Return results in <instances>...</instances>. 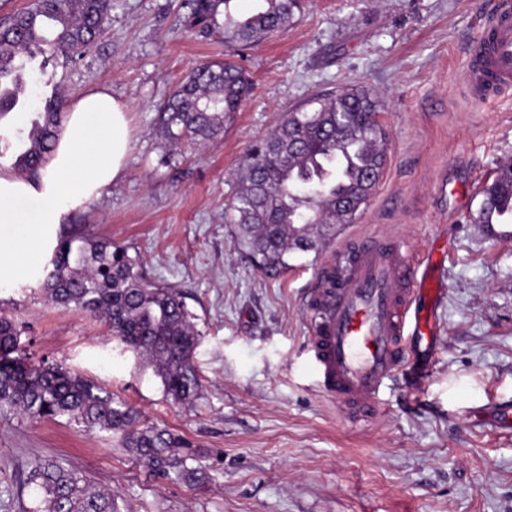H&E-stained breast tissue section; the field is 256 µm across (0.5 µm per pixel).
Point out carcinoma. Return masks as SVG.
<instances>
[{"label":"carcinoma","mask_w":512,"mask_h":512,"mask_svg":"<svg viewBox=\"0 0 512 512\" xmlns=\"http://www.w3.org/2000/svg\"><path fill=\"white\" fill-rule=\"evenodd\" d=\"M232 0H192L191 27L206 38L224 32V44L246 48L288 29L301 0H263L256 13L237 18ZM112 0H32L0 23V121L14 110L3 65L50 53L77 59L97 46L107 30ZM224 14V23L218 15ZM251 89L245 70L227 55L192 69L157 112L169 143H194L224 133ZM37 112L26 139L14 144L0 132V168L34 172L51 152L64 116L65 96L36 95ZM378 103L361 87L333 98L315 96L288 111L275 131L252 145L242 186L224 213L240 256L275 276L295 254L319 253L341 224L354 223L383 170L386 131ZM475 222L503 223L512 216V176L497 173L482 191ZM40 288L55 304L102 318L113 338L152 368L167 397L192 404L201 384L192 363L198 342L193 315L175 288L149 280L127 248L63 228L44 268ZM19 332L0 316V414L21 419L66 417L107 432L133 449L155 478L189 485L209 479L185 444L166 429L140 423L137 412L111 394L61 367L36 366L18 354ZM25 486V512H117L112 492L92 485L75 468L52 459L34 462Z\"/></svg>","instance_id":"1"}]
</instances>
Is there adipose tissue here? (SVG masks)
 I'll return each mask as SVG.
<instances>
[{
	"label": "adipose tissue",
	"instance_id": "1",
	"mask_svg": "<svg viewBox=\"0 0 512 512\" xmlns=\"http://www.w3.org/2000/svg\"><path fill=\"white\" fill-rule=\"evenodd\" d=\"M129 150L126 104L94 86L69 100L56 147L37 175L0 171V286L37 278L60 225L124 177Z\"/></svg>",
	"mask_w": 512,
	"mask_h": 512
}]
</instances>
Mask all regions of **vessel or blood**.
Returning a JSON list of instances; mask_svg holds the SVG:
<instances>
[{
  "label": "vessel or blood",
  "mask_w": 512,
  "mask_h": 512,
  "mask_svg": "<svg viewBox=\"0 0 512 512\" xmlns=\"http://www.w3.org/2000/svg\"><path fill=\"white\" fill-rule=\"evenodd\" d=\"M512 87V0H501L469 49L475 100ZM309 301L308 346L319 388L356 422L373 419L387 379L407 371L413 338L433 336L438 275L402 245L380 236L355 240L327 264Z\"/></svg>",
  "instance_id": "obj_1"
}]
</instances>
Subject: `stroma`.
Here are the masks:
<instances>
[{"label":"stroma","mask_w":512,"mask_h":512,"mask_svg":"<svg viewBox=\"0 0 512 512\" xmlns=\"http://www.w3.org/2000/svg\"><path fill=\"white\" fill-rule=\"evenodd\" d=\"M497 2L301 0L287 32L235 52L251 93L200 145H171L154 127L176 83L226 51L223 35H192L190 0H113L108 35L82 59L37 56L31 84L53 73L68 95L105 86L128 107L125 176L73 222L181 291L199 333L200 397L167 398L102 320L37 283L0 288V313L28 361L62 366L178 434L209 479L152 478L133 449L64 417L2 415L0 512H21V483L44 457L111 490L121 512H512V224L493 236L473 221L482 188L512 161V90L473 101L466 56ZM350 86L381 102L382 178L327 248L267 277L224 222L246 151L285 111ZM448 181L469 185L465 202L444 193ZM364 234L417 257L439 248L448 294L428 375H395L378 415L353 423L318 386L308 299L321 265Z\"/></svg>","instance_id":"1"}]
</instances>
